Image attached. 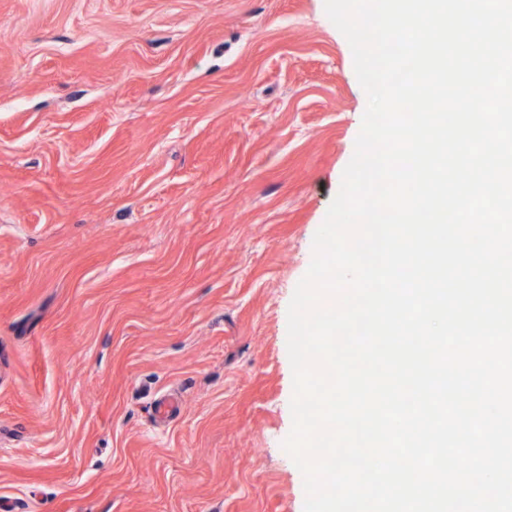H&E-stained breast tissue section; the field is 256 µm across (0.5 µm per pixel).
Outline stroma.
Segmentation results:
<instances>
[{"label":"stroma","instance_id":"35a3bbf8","mask_svg":"<svg viewBox=\"0 0 512 512\" xmlns=\"http://www.w3.org/2000/svg\"><path fill=\"white\" fill-rule=\"evenodd\" d=\"M366 107L325 0H0V512H303L288 307Z\"/></svg>","mask_w":512,"mask_h":512}]
</instances>
